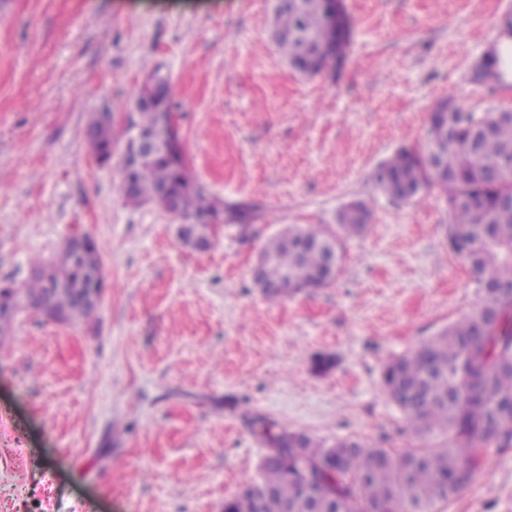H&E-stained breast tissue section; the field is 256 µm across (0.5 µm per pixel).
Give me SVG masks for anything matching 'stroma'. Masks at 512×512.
Wrapping results in <instances>:
<instances>
[{
  "instance_id": "1",
  "label": "stroma",
  "mask_w": 512,
  "mask_h": 512,
  "mask_svg": "<svg viewBox=\"0 0 512 512\" xmlns=\"http://www.w3.org/2000/svg\"><path fill=\"white\" fill-rule=\"evenodd\" d=\"M343 7V63L307 77L268 40L272 0H0V283L76 232L106 274L91 321L25 310L0 341V512H223L259 477L257 417L326 445L411 446L383 365L479 296L445 197L393 200L371 176L424 141L438 100L512 106L511 83L474 74L512 0ZM155 71L191 175L255 209L205 251L178 218L128 204L88 148L90 116L122 120ZM353 200L372 216L335 283L267 301L252 279L267 238L335 226ZM443 512H512V451L489 452Z\"/></svg>"
}]
</instances>
